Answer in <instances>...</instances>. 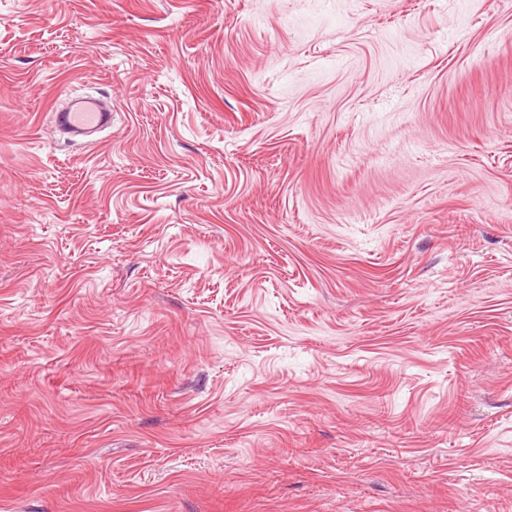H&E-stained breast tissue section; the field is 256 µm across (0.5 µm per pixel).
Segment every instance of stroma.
<instances>
[{
    "label": "stroma",
    "mask_w": 512,
    "mask_h": 512,
    "mask_svg": "<svg viewBox=\"0 0 512 512\" xmlns=\"http://www.w3.org/2000/svg\"><path fill=\"white\" fill-rule=\"evenodd\" d=\"M0 59V512H512V0H0ZM58 131L73 137H87L112 126V112L92 98H75L53 113Z\"/></svg>",
    "instance_id": "stroma-1"
}]
</instances>
